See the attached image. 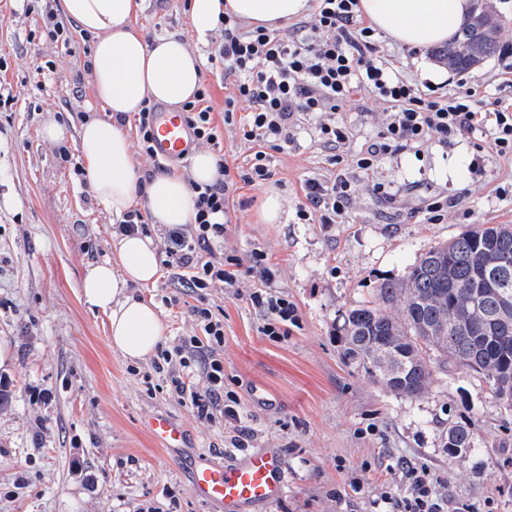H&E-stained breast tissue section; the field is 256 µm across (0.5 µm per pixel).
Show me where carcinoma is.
I'll return each mask as SVG.
<instances>
[{
	"label": "carcinoma",
	"mask_w": 512,
	"mask_h": 512,
	"mask_svg": "<svg viewBox=\"0 0 512 512\" xmlns=\"http://www.w3.org/2000/svg\"><path fill=\"white\" fill-rule=\"evenodd\" d=\"M498 50L492 24L478 38L463 29L435 57L466 71ZM377 291L382 305L342 315L339 340L348 364L390 392L413 398L433 382L432 350L441 365L458 364L483 376L494 398L512 411V224H480L432 246L407 277L387 279ZM393 304L401 317L388 311ZM472 447L469 424L448 429L449 456L461 457Z\"/></svg>",
	"instance_id": "obj_1"
}]
</instances>
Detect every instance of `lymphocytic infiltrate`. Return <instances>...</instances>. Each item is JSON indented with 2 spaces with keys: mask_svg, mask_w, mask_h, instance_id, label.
<instances>
[{
  "mask_svg": "<svg viewBox=\"0 0 512 512\" xmlns=\"http://www.w3.org/2000/svg\"><path fill=\"white\" fill-rule=\"evenodd\" d=\"M221 42L214 56L221 65L224 123L237 129L250 153L244 164L232 167L218 160L215 183L194 185V223L169 229L163 264L196 294L191 312L200 336L158 354L170 373V392L190 404L199 418L222 416L239 420L240 402L224 392V322L206 308L205 292L214 287L241 288L256 278L259 289L248 298L266 317L265 335L282 336L295 322V308L270 286L272 272L264 253L252 252L249 262L213 252L224 235L227 216L240 186H258L273 178L269 153L284 150L304 120L314 122L320 145L347 155L351 175L331 180L310 178L301 185L305 197L297 217L307 224L342 223L351 208L356 178L374 177L379 164L392 155H423L433 142L453 136L479 134L473 161L483 174L489 157L512 159V102L487 101L466 81L441 96L425 93L402 73L399 60L386 58L366 23L359 0H312L310 13L284 29L247 26L231 13L219 17ZM373 98L385 109L376 137L361 141L352 125L339 119L349 103ZM208 88H200L182 110L197 144L221 151V133L213 123ZM198 365L206 377L205 391H195L179 374ZM407 483L404 496L382 493L378 504L386 512H448L447 495L437 487L428 466L410 461L401 465Z\"/></svg>",
  "mask_w": 512,
  "mask_h": 512,
  "instance_id": "f902f5d3",
  "label": "lymphocytic infiltrate"
}]
</instances>
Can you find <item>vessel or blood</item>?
<instances>
[{"label":"vessel or blood","mask_w":512,"mask_h":512,"mask_svg":"<svg viewBox=\"0 0 512 512\" xmlns=\"http://www.w3.org/2000/svg\"><path fill=\"white\" fill-rule=\"evenodd\" d=\"M155 130L157 157L169 160L192 156L193 136L183 112L160 109L155 115ZM143 427L171 457L193 458V495L213 512H272L285 495L288 471L281 449L258 448L219 463L192 447L183 424L169 414H152Z\"/></svg>","instance_id":"b4317fda"}]
</instances>
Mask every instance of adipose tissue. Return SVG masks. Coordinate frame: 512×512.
<instances>
[{"instance_id": "1", "label": "adipose tissue", "mask_w": 512, "mask_h": 512, "mask_svg": "<svg viewBox=\"0 0 512 512\" xmlns=\"http://www.w3.org/2000/svg\"><path fill=\"white\" fill-rule=\"evenodd\" d=\"M191 28L207 43L218 27L221 8L249 24L277 29L309 9V0H189ZM374 29L394 42L421 51L447 43L466 24L471 0H359ZM144 0H61L62 12L94 35L91 86L104 114L86 119L76 131L90 190L113 220L133 207L145 208L152 223L177 227L195 221L193 185L214 183L217 160L198 151L188 174L137 173L131 143L118 115L140 111L143 101L171 107L192 99L202 79L201 56L173 35L148 40L135 26ZM113 260L87 264L81 296L107 314L112 347L131 360L154 354L166 328L153 303L136 297L130 285L155 283L160 260L154 240L118 234Z\"/></svg>"}]
</instances>
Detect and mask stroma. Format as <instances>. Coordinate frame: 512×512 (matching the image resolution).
<instances>
[{
    "label": "stroma",
    "instance_id": "stroma-1",
    "mask_svg": "<svg viewBox=\"0 0 512 512\" xmlns=\"http://www.w3.org/2000/svg\"><path fill=\"white\" fill-rule=\"evenodd\" d=\"M188 0H145L137 27L146 39L176 35L196 44ZM44 0H0V339L12 361L0 368V512H210L196 501L188 464L161 451L144 417L166 412L191 442L216 460L237 455L232 425L206 421L169 391L152 360L131 362L109 343L107 315L83 302L87 263L112 254V219L73 165L76 139H44L45 123L64 126L101 115L85 67L95 38L62 19L67 43L49 41ZM218 38L196 44L215 53ZM213 118L222 126L228 164L248 153L224 124L226 91L203 66ZM474 137L429 145L422 158H387L376 179L389 205L358 182L344 224H302L296 210L304 180L346 173L313 136L298 130L288 149L270 151L272 179L239 190L224 227V255L249 260L262 250L274 287L296 307L287 337L266 336L264 314L231 288L210 289L206 305L224 321V387L241 400L247 448L281 449L289 483L273 512H373L381 492L403 495L400 460L427 465L456 505L512 512V415L483 378L462 367L437 372L421 397L395 395L346 365L337 339L342 313L379 303L385 279L407 276L430 246L479 224H512V160L494 158L473 175ZM283 205L266 223L268 192ZM456 196L445 220L427 224L419 199ZM140 296L157 305L165 347L198 335L195 296L162 269ZM261 390L264 401L253 397ZM469 423L474 450L450 458L449 428Z\"/></svg>",
    "mask_w": 512,
    "mask_h": 512
}]
</instances>
